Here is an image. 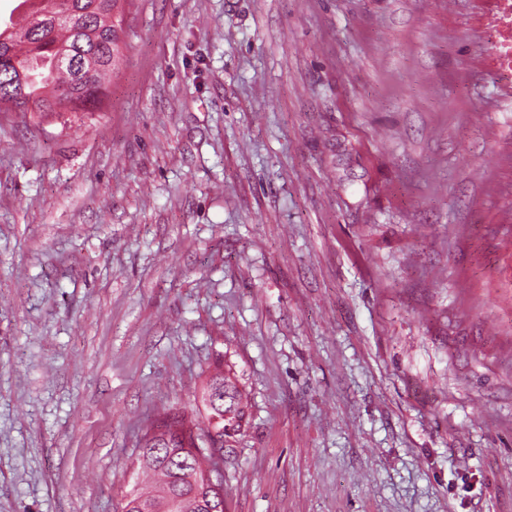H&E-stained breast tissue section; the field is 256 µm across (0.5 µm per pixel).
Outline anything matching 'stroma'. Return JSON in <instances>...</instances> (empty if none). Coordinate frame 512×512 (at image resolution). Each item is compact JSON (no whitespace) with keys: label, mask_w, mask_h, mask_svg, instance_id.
<instances>
[{"label":"stroma","mask_w":512,"mask_h":512,"mask_svg":"<svg viewBox=\"0 0 512 512\" xmlns=\"http://www.w3.org/2000/svg\"><path fill=\"white\" fill-rule=\"evenodd\" d=\"M492 0H134L96 112H0V512H121L224 357V512H512Z\"/></svg>","instance_id":"35a3bbf8"}]
</instances>
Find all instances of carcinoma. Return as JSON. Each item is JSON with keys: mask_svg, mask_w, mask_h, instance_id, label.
<instances>
[{"mask_svg": "<svg viewBox=\"0 0 512 512\" xmlns=\"http://www.w3.org/2000/svg\"><path fill=\"white\" fill-rule=\"evenodd\" d=\"M44 2L46 6L32 16L19 39L0 41V90L21 67L30 75L25 100L38 112H94L102 102V82L122 64V4L129 0H119L114 13L110 11L114 0ZM65 52L97 57V67L86 82L62 64ZM212 383L221 386L213 406L195 403L169 411L139 437L129 467L148 478L149 485L126 492L122 512H143L163 490L176 500L175 512H210V506L221 504L208 498L210 491L203 484L195 496L184 497L186 488L168 481L172 474L158 468L167 459L177 470L185 459V471L201 479L224 461V436L240 430L247 404L220 358L204 385Z\"/></svg>", "mask_w": 512, "mask_h": 512, "instance_id": "cac0c4a2", "label": "carcinoma"}]
</instances>
